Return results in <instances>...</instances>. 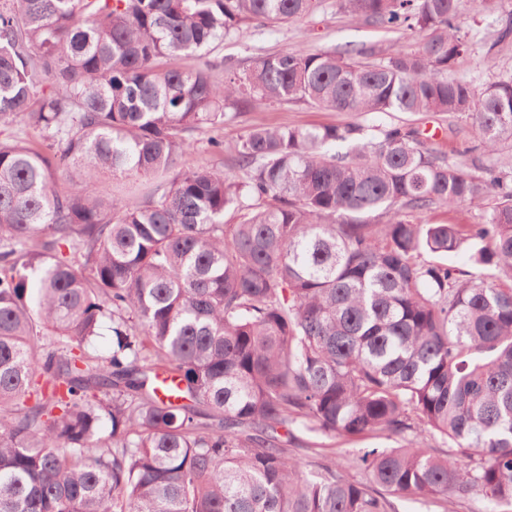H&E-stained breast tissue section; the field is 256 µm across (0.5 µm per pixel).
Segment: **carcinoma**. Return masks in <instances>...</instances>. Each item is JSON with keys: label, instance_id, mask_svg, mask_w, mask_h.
Returning a JSON list of instances; mask_svg holds the SVG:
<instances>
[{"label": "carcinoma", "instance_id": "carcinoma-1", "mask_svg": "<svg viewBox=\"0 0 512 512\" xmlns=\"http://www.w3.org/2000/svg\"><path fill=\"white\" fill-rule=\"evenodd\" d=\"M336 7L419 49L187 70L316 0H0V512L512 505V172L491 161L512 75L448 77L471 48L462 0ZM288 103L470 119V163L408 123L255 126L224 174V123ZM204 129L210 159L179 168ZM464 203L482 223L409 220ZM462 248L469 270L448 263ZM299 428L406 445L360 450L365 486L300 470Z\"/></svg>", "mask_w": 512, "mask_h": 512}]
</instances>
